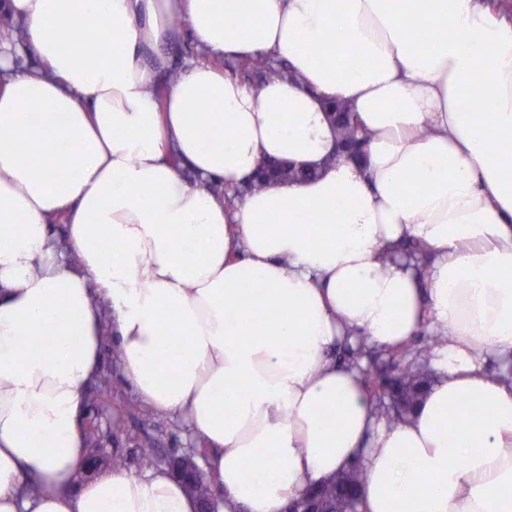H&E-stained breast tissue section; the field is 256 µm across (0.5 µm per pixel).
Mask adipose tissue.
Instances as JSON below:
<instances>
[{
	"label": "adipose tissue",
	"mask_w": 512,
	"mask_h": 512,
	"mask_svg": "<svg viewBox=\"0 0 512 512\" xmlns=\"http://www.w3.org/2000/svg\"><path fill=\"white\" fill-rule=\"evenodd\" d=\"M0 512H197L168 470L105 469L84 400L102 324L143 404L209 446L224 512H282L353 463L367 512H512V17L491 0H0ZM208 54L164 100L165 46ZM303 75L254 91L224 57ZM375 130L325 164V98ZM207 111H197V104ZM317 178L228 202L259 164ZM196 175L190 184L185 171ZM67 226L65 242L50 229ZM411 237L419 278L383 250ZM445 357L377 423L343 332ZM57 487L34 495L28 483ZM412 255L418 260V271L426 273L429 266V259L425 249L413 241L404 240L397 248L386 249L383 252L385 262L393 263L398 257Z\"/></svg>",
	"instance_id": "ef3b65f1"
}]
</instances>
